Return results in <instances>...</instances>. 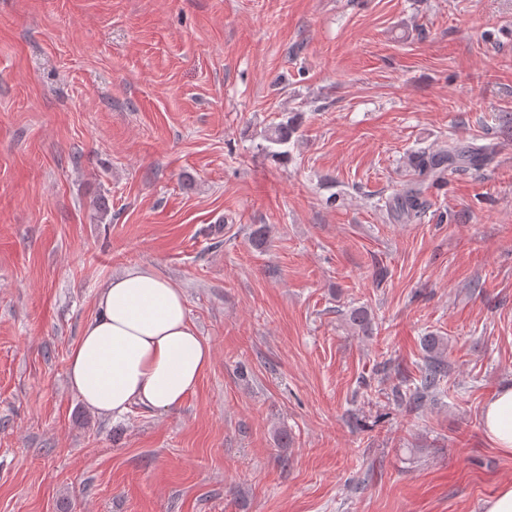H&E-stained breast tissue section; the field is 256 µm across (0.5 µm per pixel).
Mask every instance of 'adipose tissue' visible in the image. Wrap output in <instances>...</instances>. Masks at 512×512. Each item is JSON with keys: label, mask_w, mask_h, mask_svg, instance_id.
I'll return each instance as SVG.
<instances>
[{"label": "adipose tissue", "mask_w": 512, "mask_h": 512, "mask_svg": "<svg viewBox=\"0 0 512 512\" xmlns=\"http://www.w3.org/2000/svg\"><path fill=\"white\" fill-rule=\"evenodd\" d=\"M97 307L67 363L68 383L84 405L112 417L134 406H180L212 362L182 291L153 268L133 267L100 287ZM482 416L493 445L512 454V387L498 390Z\"/></svg>", "instance_id": "ef3b65f1"}]
</instances>
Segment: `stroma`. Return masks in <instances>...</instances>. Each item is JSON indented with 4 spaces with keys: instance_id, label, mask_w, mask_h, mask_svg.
I'll list each match as a JSON object with an SVG mask.
<instances>
[{
    "instance_id": "1",
    "label": "stroma",
    "mask_w": 512,
    "mask_h": 512,
    "mask_svg": "<svg viewBox=\"0 0 512 512\" xmlns=\"http://www.w3.org/2000/svg\"><path fill=\"white\" fill-rule=\"evenodd\" d=\"M452 142L489 151L396 218ZM132 266L213 361L113 420L67 360ZM430 333L444 391L398 405ZM506 386L512 0H0V512H482ZM297 127L293 120L287 118L272 127L268 128L263 135L264 141L267 145L264 146L266 150H273L275 146H285L291 141L295 135ZM424 189L421 181L406 184L393 198L391 208L408 220L421 218L427 208L424 201ZM483 425L496 448L512 454V387L498 390L484 405Z\"/></svg>"
}]
</instances>
